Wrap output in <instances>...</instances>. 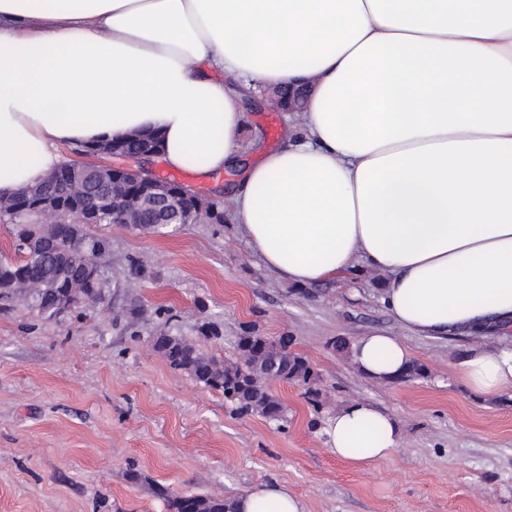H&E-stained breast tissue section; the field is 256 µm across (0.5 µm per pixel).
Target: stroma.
<instances>
[{"mask_svg":"<svg viewBox=\"0 0 512 512\" xmlns=\"http://www.w3.org/2000/svg\"><path fill=\"white\" fill-rule=\"evenodd\" d=\"M239 151L280 148L298 113L245 102ZM109 237L101 298L62 318L0 309V512H168L155 486L230 498L288 484L305 512H512V392L473 393L454 363L500 331L417 336L381 301L386 274L365 269L298 287L264 268L232 219L167 234L95 224ZM140 274L131 277V266ZM287 334L311 364L319 397L275 382L284 420L238 414L221 391L172 369L154 347L180 336L229 363L247 328ZM373 331L402 338L421 372L379 383L349 351ZM363 399L400 420V448L368 470L331 455L329 415ZM138 480H130V472Z\"/></svg>","mask_w":512,"mask_h":512,"instance_id":"obj_1","label":"stroma"}]
</instances>
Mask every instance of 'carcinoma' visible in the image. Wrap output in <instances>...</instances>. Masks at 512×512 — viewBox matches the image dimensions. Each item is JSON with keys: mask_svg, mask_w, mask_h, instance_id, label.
<instances>
[{"mask_svg": "<svg viewBox=\"0 0 512 512\" xmlns=\"http://www.w3.org/2000/svg\"><path fill=\"white\" fill-rule=\"evenodd\" d=\"M14 249L16 258L0 259V298L11 302L22 299L30 308L42 313L45 305L61 297L75 305L98 297V284L88 277L79 283L70 280L65 267L102 265L111 251V242L107 237L88 233L81 251L67 238L47 245L39 237L27 247L16 242ZM292 346L290 336L270 340L248 332L240 339V358L228 364L206 356L195 344L180 336H165L157 349L172 368L183 370L204 385L222 391L239 413H258L279 420L283 417L282 403L255 379L266 363L277 361L283 380L306 386L311 401H317L319 396L318 390L313 388L316 375L312 366L292 351ZM158 493L167 501L169 512H230L228 501L220 497L172 493L164 488Z\"/></svg>", "mask_w": 512, "mask_h": 512, "instance_id": "carcinoma-1", "label": "carcinoma"}]
</instances>
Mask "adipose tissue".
Segmentation results:
<instances>
[{
  "label": "adipose tissue",
  "mask_w": 512,
  "mask_h": 512,
  "mask_svg": "<svg viewBox=\"0 0 512 512\" xmlns=\"http://www.w3.org/2000/svg\"><path fill=\"white\" fill-rule=\"evenodd\" d=\"M302 83V126L224 203L264 267L300 287L383 272V304L418 336L512 325V0H0V196L63 149L139 133L168 167L211 176L238 152L248 92ZM350 357L380 383L412 360L383 332ZM453 370L512 391V344ZM324 434L363 470L402 439L362 400ZM230 505L305 512L278 481Z\"/></svg>",
  "instance_id": "1"
}]
</instances>
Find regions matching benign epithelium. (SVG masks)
<instances>
[{
  "label": "benign epithelium",
  "instance_id": "1",
  "mask_svg": "<svg viewBox=\"0 0 512 512\" xmlns=\"http://www.w3.org/2000/svg\"><path fill=\"white\" fill-rule=\"evenodd\" d=\"M307 89H294L283 98L275 89L264 95L280 112H299ZM91 152L123 160L121 164H74L81 169L79 176L70 180L65 189L57 187V174L46 177L40 186L43 191H19L11 196H0V216L14 212L16 201H26V208L35 213V223L55 234L68 227L67 236L77 237L89 224L102 223L103 215L112 217L114 224H128L140 228L142 224L166 227L171 224H222L224 210L190 191L180 183L163 184L157 178L152 164L141 162L142 153H127L102 143Z\"/></svg>",
  "mask_w": 512,
  "mask_h": 512
}]
</instances>
